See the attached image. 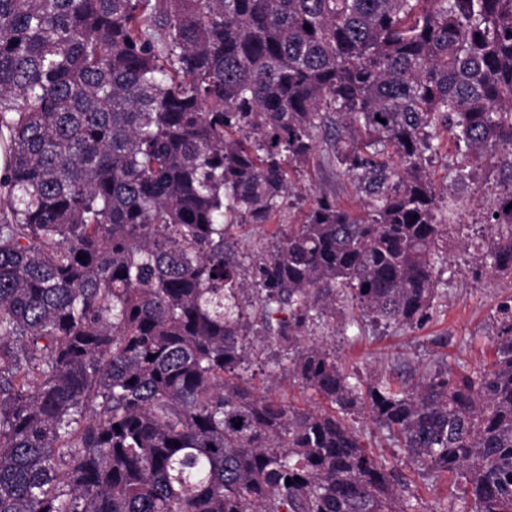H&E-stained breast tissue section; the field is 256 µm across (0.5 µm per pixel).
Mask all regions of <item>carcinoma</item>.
Returning <instances> with one entry per match:
<instances>
[{"label": "carcinoma", "mask_w": 512, "mask_h": 512, "mask_svg": "<svg viewBox=\"0 0 512 512\" xmlns=\"http://www.w3.org/2000/svg\"><path fill=\"white\" fill-rule=\"evenodd\" d=\"M446 136L497 175L478 260L512 276V0H0V512H415L365 410L454 476L447 512H512V312L489 366L409 389L304 342L341 303L433 319ZM321 139L359 201L274 232L251 282L311 409L244 378L227 239Z\"/></svg>", "instance_id": "obj_1"}]
</instances>
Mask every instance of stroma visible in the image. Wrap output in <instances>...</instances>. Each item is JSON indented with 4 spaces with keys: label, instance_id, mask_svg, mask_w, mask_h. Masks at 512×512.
<instances>
[{
    "label": "stroma",
    "instance_id": "1",
    "mask_svg": "<svg viewBox=\"0 0 512 512\" xmlns=\"http://www.w3.org/2000/svg\"><path fill=\"white\" fill-rule=\"evenodd\" d=\"M428 169L437 183L449 189L448 268L443 274L447 284L432 321L416 329L381 324L348 328L344 322L351 310L342 307L335 320L309 328L306 334L307 342L327 344L348 372L365 381L390 375L397 384L407 385L423 371L442 364L471 371L481 368L493 358L502 310L512 307V277L492 275L489 267L474 259L473 243L486 231L495 178L472 181L459 177L444 151L430 157ZM293 182V192L283 200L274 219V226L283 229L299 223L318 198L342 204L356 199L351 185L318 155L297 168ZM275 351L263 331H256L249 354L263 361L264 370L255 375V388H263L266 371H274L277 397L304 405L305 393L287 371L277 368ZM350 422L366 448L405 473L404 496L416 512H443L457 493L453 477L427 474L408 463L401 448L386 430L375 425L369 413L353 415Z\"/></svg>",
    "mask_w": 512,
    "mask_h": 512
}]
</instances>
